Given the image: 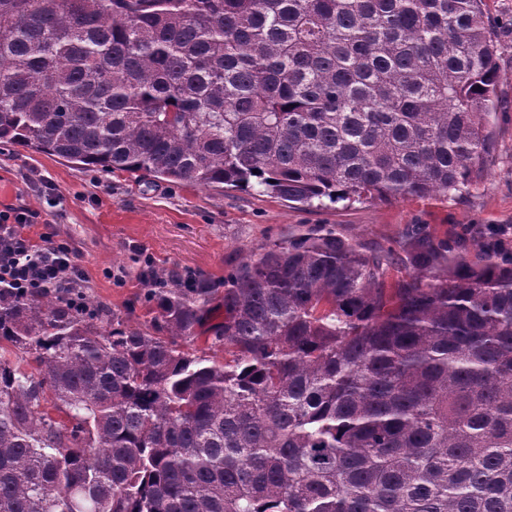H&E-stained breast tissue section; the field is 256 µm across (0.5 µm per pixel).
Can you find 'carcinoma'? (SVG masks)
<instances>
[{"label":"carcinoma","instance_id":"carcinoma-1","mask_svg":"<svg viewBox=\"0 0 512 512\" xmlns=\"http://www.w3.org/2000/svg\"><path fill=\"white\" fill-rule=\"evenodd\" d=\"M501 48L485 0H0V141L307 206L450 194ZM160 284L135 327L0 288V512H512V258L312 229L224 281L222 361L183 348L218 289Z\"/></svg>","mask_w":512,"mask_h":512}]
</instances>
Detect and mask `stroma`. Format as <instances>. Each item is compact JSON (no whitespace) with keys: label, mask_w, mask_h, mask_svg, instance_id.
<instances>
[{"label":"stroma","mask_w":512,"mask_h":512,"mask_svg":"<svg viewBox=\"0 0 512 512\" xmlns=\"http://www.w3.org/2000/svg\"><path fill=\"white\" fill-rule=\"evenodd\" d=\"M503 48L492 114V153L483 178L462 191L394 203L364 200L301 207L254 186L203 187L126 173H97L79 164L0 142V208L25 206L39 217L32 236L74 241L94 304L130 325L147 315L145 297L164 275H199L220 283L246 257L306 229L335 225L364 246L403 249L420 225L458 251L512 225V0H486Z\"/></svg>","instance_id":"stroma-1"}]
</instances>
